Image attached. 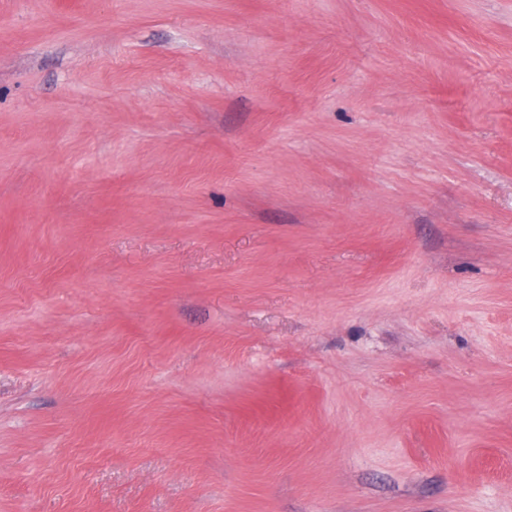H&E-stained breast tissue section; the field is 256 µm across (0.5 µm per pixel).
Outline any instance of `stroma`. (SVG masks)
<instances>
[{"label": "stroma", "mask_w": 512, "mask_h": 512, "mask_svg": "<svg viewBox=\"0 0 512 512\" xmlns=\"http://www.w3.org/2000/svg\"><path fill=\"white\" fill-rule=\"evenodd\" d=\"M0 512H512V0H0Z\"/></svg>", "instance_id": "obj_1"}]
</instances>
